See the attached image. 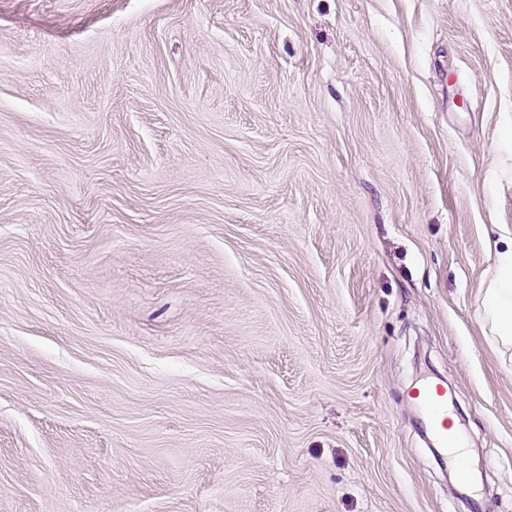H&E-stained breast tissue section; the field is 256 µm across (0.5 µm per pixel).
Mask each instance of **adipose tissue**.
I'll list each match as a JSON object with an SVG mask.
<instances>
[{"mask_svg": "<svg viewBox=\"0 0 512 512\" xmlns=\"http://www.w3.org/2000/svg\"><path fill=\"white\" fill-rule=\"evenodd\" d=\"M495 266L481 283L482 328L485 336L512 356V236L493 242Z\"/></svg>", "mask_w": 512, "mask_h": 512, "instance_id": "adipose-tissue-1", "label": "adipose tissue"}]
</instances>
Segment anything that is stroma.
Instances as JSON below:
<instances>
[{
  "mask_svg": "<svg viewBox=\"0 0 512 512\" xmlns=\"http://www.w3.org/2000/svg\"><path fill=\"white\" fill-rule=\"evenodd\" d=\"M508 231L512 0H0V512H512ZM489 246L495 266L481 283L482 328L485 336L508 353L512 363V236L501 237ZM443 391L437 385L426 384L418 391L417 398L424 404L430 424L435 432L436 442L442 448H448V453L459 459H463L464 447L462 441L457 448V437L455 433L449 432L448 424V401Z\"/></svg>",
  "mask_w": 512,
  "mask_h": 512,
  "instance_id": "obj_1",
  "label": "stroma"
}]
</instances>
